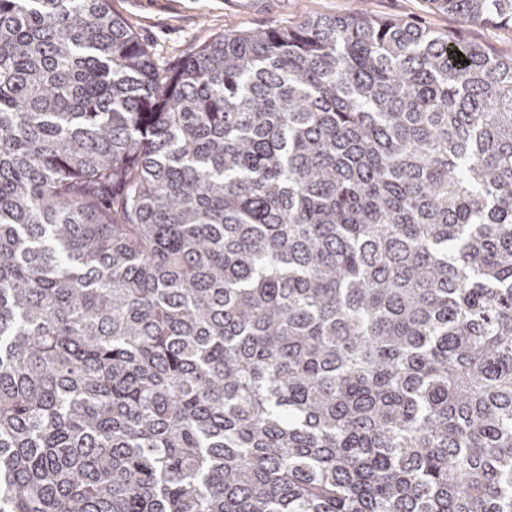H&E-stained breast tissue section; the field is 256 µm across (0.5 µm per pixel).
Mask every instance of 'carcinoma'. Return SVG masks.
Wrapping results in <instances>:
<instances>
[{
    "mask_svg": "<svg viewBox=\"0 0 512 512\" xmlns=\"http://www.w3.org/2000/svg\"><path fill=\"white\" fill-rule=\"evenodd\" d=\"M0 512H512V57L0 0Z\"/></svg>",
    "mask_w": 512,
    "mask_h": 512,
    "instance_id": "carcinoma-1",
    "label": "carcinoma"
}]
</instances>
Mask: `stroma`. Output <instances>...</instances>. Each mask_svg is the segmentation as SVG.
Here are the masks:
<instances>
[{"label":"stroma","instance_id":"35a3bbf8","mask_svg":"<svg viewBox=\"0 0 512 512\" xmlns=\"http://www.w3.org/2000/svg\"><path fill=\"white\" fill-rule=\"evenodd\" d=\"M112 11L149 49L160 71L176 70L212 39L233 31L292 28L356 9L406 21L512 56V29L466 24L431 0H111Z\"/></svg>","mask_w":512,"mask_h":512}]
</instances>
